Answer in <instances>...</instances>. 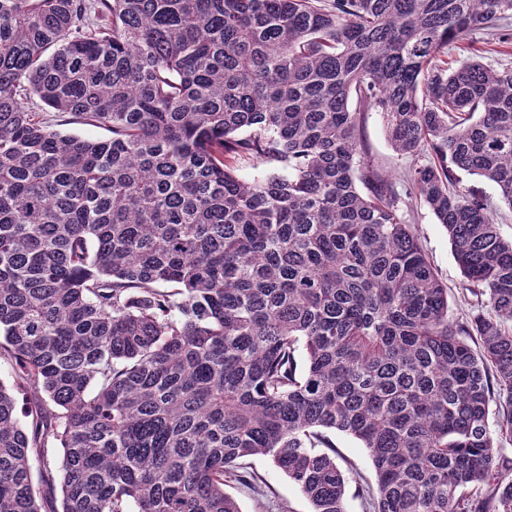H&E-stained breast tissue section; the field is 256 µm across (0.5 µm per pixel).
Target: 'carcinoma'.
Returning a JSON list of instances; mask_svg holds the SVG:
<instances>
[{"label":"carcinoma","mask_w":512,"mask_h":512,"mask_svg":"<svg viewBox=\"0 0 512 512\" xmlns=\"http://www.w3.org/2000/svg\"><path fill=\"white\" fill-rule=\"evenodd\" d=\"M511 19L0 0V512H241L224 486L254 485L257 455L345 512L330 431L368 452L373 512H512V241L460 179L512 209V68L448 61ZM371 109L411 158L398 183L366 160ZM414 199L476 297L464 319ZM402 212L408 224L415 227L432 266L448 286L450 312L455 316L467 313L471 309L470 302L476 298L465 289L468 283L454 259L446 230L424 205L414 204L408 209L404 207Z\"/></svg>","instance_id":"carcinoma-1"}]
</instances>
